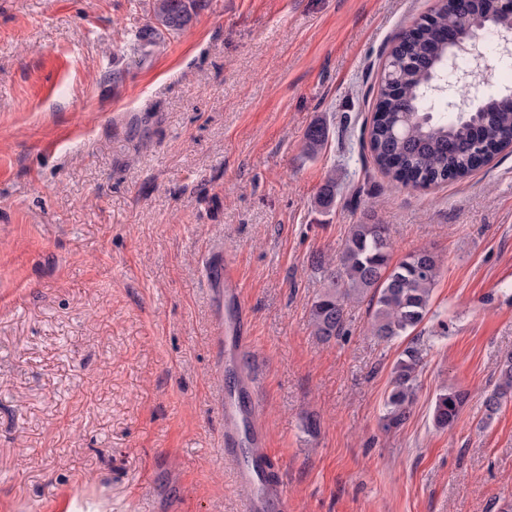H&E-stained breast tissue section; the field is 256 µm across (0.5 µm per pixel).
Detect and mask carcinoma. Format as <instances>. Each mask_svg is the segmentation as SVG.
Segmentation results:
<instances>
[{"label": "carcinoma", "mask_w": 512, "mask_h": 512, "mask_svg": "<svg viewBox=\"0 0 512 512\" xmlns=\"http://www.w3.org/2000/svg\"><path fill=\"white\" fill-rule=\"evenodd\" d=\"M206 0H153L154 22L137 31V49L157 45L167 34H177L191 24ZM463 0H442L433 14L392 47L378 84L376 104L368 129V148L375 164L392 180L428 187L466 177L497 154L512 148V87L496 95V104L484 112H468L472 90L481 85L479 73L458 65L453 48L438 37L452 27L460 39L470 37ZM483 38L502 48L512 32V16L484 18ZM328 138L324 123L306 134V148L317 152ZM391 241L384 224H353L339 259L321 255L315 263L323 273L324 287L309 309L314 335L330 341L343 335L346 307L372 294L371 330L384 341L411 334L430 311L433 287L439 276L437 257L429 250L407 253L390 263ZM426 349L411 341L392 369V388L382 415L386 431L402 427L416 398L418 376ZM512 393V352L498 365L493 389L484 393L485 419L498 412L502 399ZM468 399L461 390L440 393L433 407V422L446 429L458 421Z\"/></svg>", "instance_id": "carcinoma-1"}]
</instances>
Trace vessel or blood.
I'll return each instance as SVG.
<instances>
[{"label":"vessel or blood","mask_w":512,"mask_h":512,"mask_svg":"<svg viewBox=\"0 0 512 512\" xmlns=\"http://www.w3.org/2000/svg\"><path fill=\"white\" fill-rule=\"evenodd\" d=\"M212 284L223 288L226 296H233L236 270L227 265L222 256H213L208 265ZM246 316L236 312L225 318L221 328L223 342L243 347L247 344ZM224 450L236 463L240 478L257 485V496L249 500L247 512H262L267 498L282 497L277 472V458L269 447L258 424L256 406L247 405L241 390L224 394Z\"/></svg>","instance_id":"b4317fda"}]
</instances>
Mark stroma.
Segmentation results:
<instances>
[{"label": "stroma", "instance_id": "stroma-1", "mask_svg": "<svg viewBox=\"0 0 512 512\" xmlns=\"http://www.w3.org/2000/svg\"><path fill=\"white\" fill-rule=\"evenodd\" d=\"M440 0H208L147 56L152 0H0V512H243L224 374L253 396L289 512H503L512 396V149L427 189L360 138L395 38ZM328 138L307 155L305 134ZM336 181L330 210L316 205ZM387 225L434 252L409 420L381 427L407 338L368 301L324 343L316 255ZM235 267L252 347L232 365L207 260ZM469 399L452 429L444 389ZM498 378L493 389L486 391L483 398L485 419L491 420L498 412L502 399L512 393V352L506 353L498 365ZM468 399V393L461 390H446L440 393L433 407V422L441 429L452 428L458 421L460 411Z\"/></svg>", "mask_w": 512, "mask_h": 512}]
</instances>
